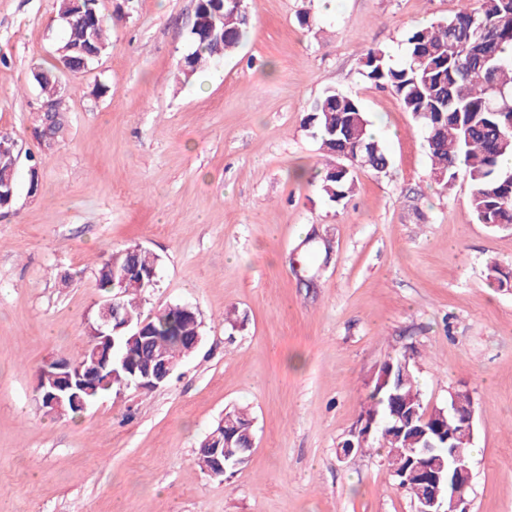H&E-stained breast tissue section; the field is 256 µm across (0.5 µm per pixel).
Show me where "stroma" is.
Returning <instances> with one entry per match:
<instances>
[{
  "mask_svg": "<svg viewBox=\"0 0 512 512\" xmlns=\"http://www.w3.org/2000/svg\"><path fill=\"white\" fill-rule=\"evenodd\" d=\"M245 6V43L184 78L196 0H103L108 52L63 77L68 130L47 152L32 72L64 24L56 0H0V133L21 154L0 213V512H414L385 449L337 456L402 354L425 405L473 397L470 512H512V289L486 269L512 267V230L476 221L466 179L434 180L411 113L359 64L370 48L401 62L408 33L460 0ZM329 88L386 129L391 163L339 204L304 125ZM312 234L331 255L309 287L293 260ZM134 242L161 259L144 313L190 305L201 341L165 385L48 414L37 373L84 350L97 268ZM238 407L255 445L220 481L195 458Z\"/></svg>",
  "mask_w": 512,
  "mask_h": 512,
  "instance_id": "35a3bbf8",
  "label": "stroma"
}]
</instances>
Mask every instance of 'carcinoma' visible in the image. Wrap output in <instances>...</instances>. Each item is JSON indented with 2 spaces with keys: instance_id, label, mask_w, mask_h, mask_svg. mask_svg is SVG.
Returning <instances> with one entry per match:
<instances>
[{
  "instance_id": "obj_1",
  "label": "carcinoma",
  "mask_w": 512,
  "mask_h": 512,
  "mask_svg": "<svg viewBox=\"0 0 512 512\" xmlns=\"http://www.w3.org/2000/svg\"><path fill=\"white\" fill-rule=\"evenodd\" d=\"M102 0H80L83 13L95 21L83 29L65 26L61 46L86 42L100 54L109 48L107 19ZM233 0H198L195 16L199 27L190 31L194 51L182 73L190 75L211 62L233 52L249 26V19L235 11ZM224 16L217 27L224 28V39L205 41L200 30ZM407 60L396 66L385 51L368 49L360 58L362 74L376 86L389 90L405 111L412 114L424 131L427 155L434 179L444 188L456 181L459 171L470 184L469 204L477 220L490 228L512 227V168L500 165V159L512 155V0H464L452 15L414 29L406 40ZM41 98L60 97L59 67L37 68ZM304 124L318 139L320 149L336 163L327 165L320 177V189L330 202L345 200L354 190L355 173L368 168L387 173L389 160L371 132L370 122L359 101L338 90H327L309 106ZM159 267V256L140 246L112 250L98 267L96 286L105 297H112L120 307V316L146 329L153 347L177 361L195 351L194 340L201 335L202 321L196 312H186L178 305L167 306L144 317V296L131 283L122 284L120 276L147 277ZM102 351L112 349L114 366L79 391L89 405L114 388L135 386L133 375L147 360L141 343L122 330L113 334V342L97 340ZM395 380L376 378L369 395L367 412H380V425L356 447L385 448L388 466L404 467L393 454L398 447L393 431L392 393L415 405L421 396L417 376L397 390ZM251 419L241 409L228 411L222 423L200 443L202 448H224V442L237 450L236 457L249 452Z\"/></svg>"
}]
</instances>
